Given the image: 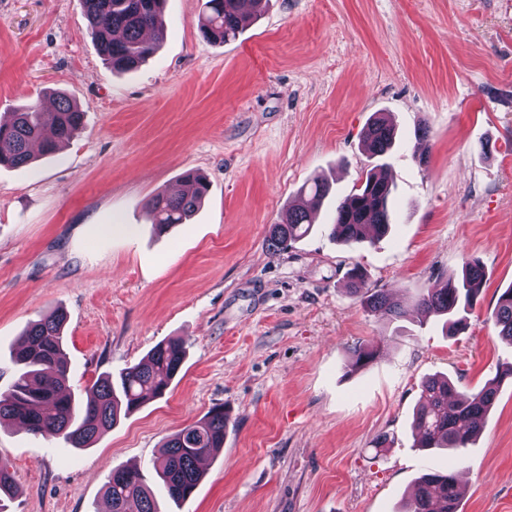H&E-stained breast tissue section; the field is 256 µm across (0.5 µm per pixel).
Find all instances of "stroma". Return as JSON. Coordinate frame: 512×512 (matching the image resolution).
Here are the masks:
<instances>
[{"instance_id": "obj_1", "label": "stroma", "mask_w": 512, "mask_h": 512, "mask_svg": "<svg viewBox=\"0 0 512 512\" xmlns=\"http://www.w3.org/2000/svg\"><path fill=\"white\" fill-rule=\"evenodd\" d=\"M204 3L166 0L158 53L117 72L83 0H0V117L52 89L85 114L56 155L0 166V391L27 323L57 308L82 399L158 342L188 346L166 394L90 448L0 424L17 488L7 512H102L124 465L160 492L165 440L217 406L229 411L223 448L162 512H404L416 479L453 462L415 446L423 379L475 392L512 362L490 319L512 286V0H267L221 45L199 31ZM378 112L398 129L389 234L334 243L328 201L311 234L271 249L270 225L313 175L342 196L375 166L361 132ZM190 170L207 197L155 234L147 199ZM469 258L486 285L467 330L449 336L412 308ZM356 266L406 319L347 292ZM368 343L376 360L350 370L349 349ZM466 455L459 512H512V383Z\"/></svg>"}]
</instances>
